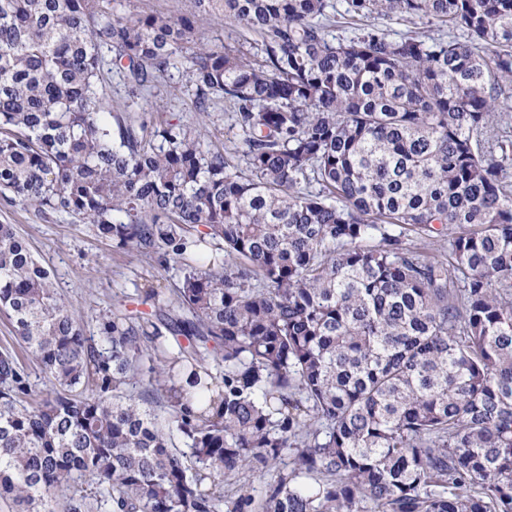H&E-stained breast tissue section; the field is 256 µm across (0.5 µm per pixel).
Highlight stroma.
Returning a JSON list of instances; mask_svg holds the SVG:
<instances>
[{
    "instance_id": "35a3bbf8",
    "label": "stroma",
    "mask_w": 512,
    "mask_h": 512,
    "mask_svg": "<svg viewBox=\"0 0 512 512\" xmlns=\"http://www.w3.org/2000/svg\"><path fill=\"white\" fill-rule=\"evenodd\" d=\"M117 12L161 13L189 19L194 37L230 49L256 52L258 34L226 21L223 13L200 9L197 0H115ZM139 111L156 120L176 115L189 123L204 121L209 140L232 152L241 144L233 106L214 98L198 103L188 91L183 68L170 69L155 82L150 95L140 100ZM0 223L16 225L41 264L55 278L66 308L95 331V318L113 299L135 296L150 286L174 288L180 276L171 260L146 259L112 247L96 238L87 225L68 218L44 220L33 209L0 200Z\"/></svg>"
}]
</instances>
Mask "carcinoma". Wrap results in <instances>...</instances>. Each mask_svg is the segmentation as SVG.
I'll use <instances>...</instances> for the list:
<instances>
[{
	"mask_svg": "<svg viewBox=\"0 0 512 512\" xmlns=\"http://www.w3.org/2000/svg\"><path fill=\"white\" fill-rule=\"evenodd\" d=\"M197 2L260 53L112 0H0V199L182 273L96 340L0 224V315L43 379L0 352V500L512 512V0H346L350 38L327 0ZM187 51L243 168L179 118L112 113V70L138 98ZM330 7L327 8V15L332 21L330 31L333 35L350 36L353 34L354 29L351 27H358L353 24H345L352 22L345 16L346 3L345 0H329ZM345 17V18H344ZM374 23L390 34L391 37L400 36L408 31H425V33L430 36L437 37L438 35H442L443 37H448L447 29L438 28L437 25L428 23L425 20H415L414 23H411L397 17H390L376 19Z\"/></svg>",
	"mask_w": 512,
	"mask_h": 512,
	"instance_id": "cac0c4a2",
	"label": "carcinoma"
}]
</instances>
